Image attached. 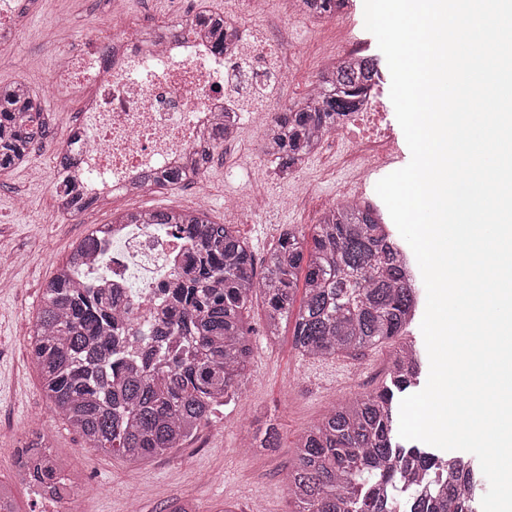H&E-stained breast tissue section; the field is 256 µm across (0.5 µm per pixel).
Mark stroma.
Returning a JSON list of instances; mask_svg holds the SVG:
<instances>
[{
	"label": "stroma",
	"mask_w": 512,
	"mask_h": 512,
	"mask_svg": "<svg viewBox=\"0 0 512 512\" xmlns=\"http://www.w3.org/2000/svg\"><path fill=\"white\" fill-rule=\"evenodd\" d=\"M226 2L129 0L135 15L158 24L195 5L220 13ZM107 21L102 0H29L21 37L0 44V82L23 81L44 95V109L53 115L54 142L72 133L81 101L76 98L64 106L46 98L47 49L71 44ZM263 26L271 37L286 34L305 47L303 60L274 94L284 108L302 97L305 76L332 51L336 31L330 28L314 36L306 25L288 24L276 13L265 16ZM251 154L248 136L215 153L205 177L206 212L213 222L235 223L260 262L283 230L316 223L326 199L350 175L336 164L335 143H328L298 169L301 177L314 181L316 202L306 211L286 208L278 200L291 188L287 176L277 162L266 157L254 162ZM31 160L42 171L41 181H33L24 166L0 172V279L11 283L10 288H0V484L11 490L18 512H48L27 485L15 480L17 450L36 431L47 434L52 453L64 463V477L76 483L74 496L58 504V512H128L133 506L141 512H166L177 499L194 500L199 512H222L228 501L236 504L237 512H292L282 475L299 438L333 407L382 388L393 344L348 355L351 369L340 379L335 360L314 362L300 355L293 344V323L282 324L276 342H267L263 306L254 301L246 315L254 356L243 404L222 407L182 447L139 464L86 447L81 435L52 412L29 354L41 287L90 225L111 223L114 213L126 210L188 209L196 196L185 188H154L131 198L100 201L78 216L64 217L53 195L57 157L52 144L32 154ZM251 180L264 186L272 204L231 220L224 200ZM270 425L280 432V447L240 451L244 437L262 434Z\"/></svg>",
	"instance_id": "1"
}]
</instances>
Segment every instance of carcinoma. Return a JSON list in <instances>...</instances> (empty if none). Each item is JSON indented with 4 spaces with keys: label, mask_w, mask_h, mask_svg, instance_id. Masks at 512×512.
Here are the masks:
<instances>
[{
    "label": "carcinoma",
    "mask_w": 512,
    "mask_h": 512,
    "mask_svg": "<svg viewBox=\"0 0 512 512\" xmlns=\"http://www.w3.org/2000/svg\"><path fill=\"white\" fill-rule=\"evenodd\" d=\"M305 9L333 17L347 0H301ZM198 23L223 49L235 34L219 14ZM375 56L319 73V90L277 113L266 137L282 171L316 153L321 138L356 111L368 83L380 79ZM37 93L21 82L0 83V171L28 161L32 147L50 141ZM158 186H180L186 172L146 175ZM69 198L67 213L86 208L76 186L56 185ZM160 225L187 243L182 267L161 286L165 309L134 320L111 288H83L72 270L95 257L87 235L42 286L30 354L42 390L56 414L76 428L90 448L143 462L180 447L217 408L243 389L253 358L245 312L257 295L265 304V335H279L296 313L293 342L307 358L375 348L404 333L416 310V276L406 253L373 205L326 208L311 235L284 231L256 272L247 240L231 224L201 211L121 213L114 224ZM423 360L402 344L388 366L389 384L332 409L302 436L286 474L295 512H469L474 468L464 457L438 459L398 437L396 395L417 384ZM448 483L426 495L419 483L439 467ZM18 474L55 492L61 462L41 432L21 449Z\"/></svg>",
    "instance_id": "obj_1"
}]
</instances>
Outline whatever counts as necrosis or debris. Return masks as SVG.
Masks as SVG:
<instances>
[{
	"instance_id": "4bbe7bcc",
	"label": "necrosis or debris",
	"mask_w": 512,
	"mask_h": 512,
	"mask_svg": "<svg viewBox=\"0 0 512 512\" xmlns=\"http://www.w3.org/2000/svg\"><path fill=\"white\" fill-rule=\"evenodd\" d=\"M272 4L242 0L241 13L227 18L238 38L223 51L214 48L195 13L162 27L122 14L115 0L106 3L112 26L89 33L82 45L50 48V95L61 104L82 99L77 137L62 145L82 157L80 191L93 198L137 195L148 189L146 173L186 168L188 185L205 196L198 152L211 131L224 125L240 134L247 112L257 113L259 127L270 126L277 109L267 86L280 82L304 54L249 27L248 16ZM333 136L347 141L344 163L360 178L396 154L397 140L372 96ZM90 232L103 257L89 261L85 278L108 282L122 297L146 296L143 314L159 308L155 289L179 264L185 243L155 224H96Z\"/></svg>"
}]
</instances>
